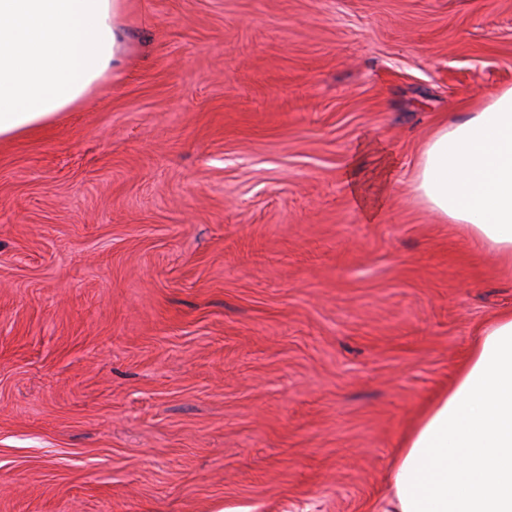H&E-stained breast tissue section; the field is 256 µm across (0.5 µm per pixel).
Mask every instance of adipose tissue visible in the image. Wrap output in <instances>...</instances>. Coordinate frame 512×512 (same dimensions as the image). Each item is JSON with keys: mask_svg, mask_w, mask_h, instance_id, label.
<instances>
[{"mask_svg": "<svg viewBox=\"0 0 512 512\" xmlns=\"http://www.w3.org/2000/svg\"><path fill=\"white\" fill-rule=\"evenodd\" d=\"M125 0H0V141L119 76ZM411 190L512 271V88L437 127ZM380 512H512V309L488 318L448 389L403 435Z\"/></svg>", "mask_w": 512, "mask_h": 512, "instance_id": "1", "label": "adipose tissue"}]
</instances>
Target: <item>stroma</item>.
Returning a JSON list of instances; mask_svg holds the SVG:
<instances>
[{
    "mask_svg": "<svg viewBox=\"0 0 512 512\" xmlns=\"http://www.w3.org/2000/svg\"><path fill=\"white\" fill-rule=\"evenodd\" d=\"M0 142V512H377L512 275L410 191L512 87V0H127ZM396 170L375 220L367 195Z\"/></svg>",
    "mask_w": 512,
    "mask_h": 512,
    "instance_id": "1",
    "label": "stroma"
}]
</instances>
